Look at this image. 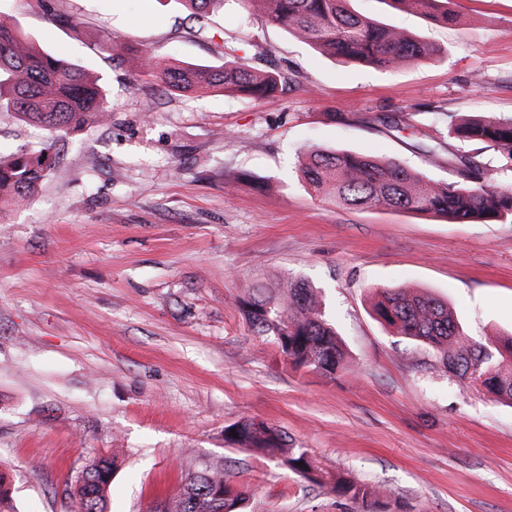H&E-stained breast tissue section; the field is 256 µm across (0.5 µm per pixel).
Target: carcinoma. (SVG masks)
I'll return each instance as SVG.
<instances>
[{
  "label": "carcinoma",
  "mask_w": 512,
  "mask_h": 512,
  "mask_svg": "<svg viewBox=\"0 0 512 512\" xmlns=\"http://www.w3.org/2000/svg\"><path fill=\"white\" fill-rule=\"evenodd\" d=\"M270 20L312 47L346 63L397 69L437 55L438 50L402 29L383 25L348 8L347 0H258ZM400 9L448 22L449 0H389ZM145 73L168 90L196 92L219 87L232 94L261 99L279 87L273 73L243 62L215 68L162 64L150 58ZM0 112H12L67 135L109 116L105 89L81 67L38 49L18 29L0 22ZM448 133L467 142L488 143L512 158V116L468 119ZM56 163L50 148L0 155V216L32 198ZM458 179L436 180L396 160L315 149L300 159L305 183L338 207H383L440 217L450 224H512V187L486 182L485 167L466 155L448 159ZM241 311L258 336H269L296 369L325 375L355 371L343 342L327 319L317 293L302 281L286 288L255 286ZM376 319L399 336L414 340L440 357L448 376L478 385L512 404V370H502L503 354L512 355V336L493 344L471 343L448 304L407 288L378 292ZM237 436H232L231 430ZM235 445L280 459L297 478L326 486L340 498L361 505V512H382L389 491L349 473L332 472L315 462L305 448H290L280 429L252 419L224 430ZM117 457L93 458L76 477L74 512H107V492ZM247 490L235 485L221 467L187 476L160 512H242Z\"/></svg>",
  "instance_id": "1"
}]
</instances>
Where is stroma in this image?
Listing matches in <instances>:
<instances>
[{
    "label": "stroma",
    "instance_id": "35a3bbf8",
    "mask_svg": "<svg viewBox=\"0 0 512 512\" xmlns=\"http://www.w3.org/2000/svg\"><path fill=\"white\" fill-rule=\"evenodd\" d=\"M433 44L399 70L315 52L254 0L189 14L178 0H0V23L82 65L111 119L59 137L0 113V153L52 146L33 198L0 215V473L6 512H72L87 462L118 455L108 512H152L216 466L245 512H360L277 459L226 441L275 425L322 466L391 491L388 512H512V405L449 378L434 352L372 317V292L447 300L465 340L512 332V224L342 209L301 181L313 148L452 181L451 155L512 184V159L451 123L512 116V0H451L444 23L351 0ZM279 74L254 100L181 94L141 54ZM320 289L354 373L284 361L239 311L250 286Z\"/></svg>",
    "mask_w": 512,
    "mask_h": 512
}]
</instances>
